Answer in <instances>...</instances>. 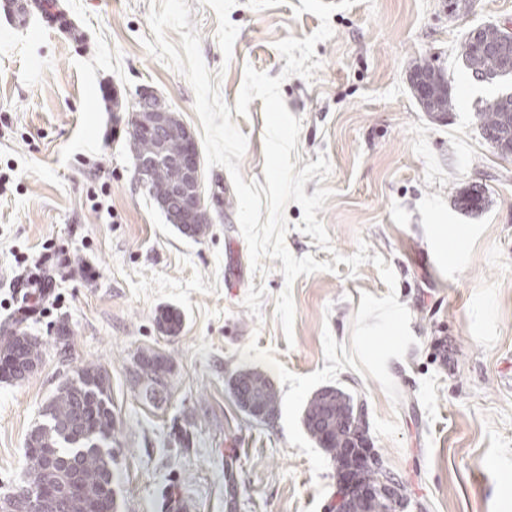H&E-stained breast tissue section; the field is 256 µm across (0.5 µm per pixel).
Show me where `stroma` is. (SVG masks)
Returning a JSON list of instances; mask_svg holds the SVG:
<instances>
[{"label":"stroma","instance_id":"1","mask_svg":"<svg viewBox=\"0 0 512 512\" xmlns=\"http://www.w3.org/2000/svg\"><path fill=\"white\" fill-rule=\"evenodd\" d=\"M300 3L255 10L238 0L227 58L213 9L187 0L228 106L245 66L282 77L276 42L318 29L315 15L294 13ZM62 7L71 36H0V336L25 332L41 345L31 377L0 380V496L25 480L26 442L48 401L92 363L112 402L116 512H161L167 500L191 512H327L335 462L313 473L288 443L282 413L252 417L231 379L251 370L285 393L272 364L243 361L253 342L294 374L323 369L324 333L351 344L362 293L388 292L371 262L379 255L416 338L387 363L401 400L351 368L335 387L363 404L374 450L407 489L404 512H512V158L482 138L476 118L512 81L469 79L459 56L471 29L512 26V0H357L332 14L313 79L283 77L285 105L302 121L292 162L331 164L326 181L310 179L304 191H332L316 213L331 251L298 230L303 211L293 202L286 246L335 262L363 241L369 256L355 271L335 263L296 279L290 342L274 314L283 263L266 257V274L253 273L229 172L202 168L209 231L186 237L138 181L127 134L114 132L115 103L149 89L203 134L191 85L144 45L150 0ZM427 63L457 93L439 119L409 84ZM231 120L247 138L244 180L265 183L262 99ZM475 184L486 208L461 211L457 195ZM166 308L182 316L173 336L155 322ZM151 354L170 359L154 402L139 367Z\"/></svg>","mask_w":512,"mask_h":512}]
</instances>
